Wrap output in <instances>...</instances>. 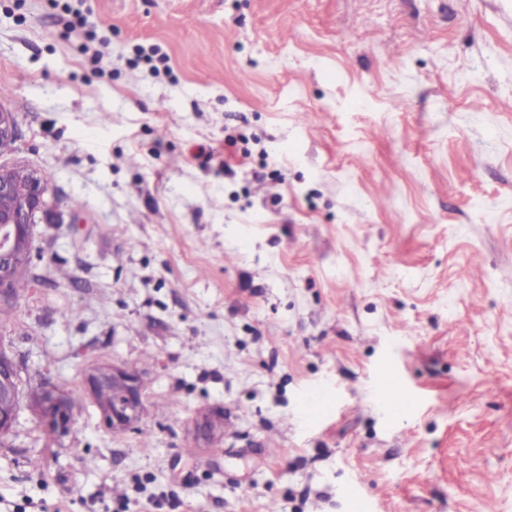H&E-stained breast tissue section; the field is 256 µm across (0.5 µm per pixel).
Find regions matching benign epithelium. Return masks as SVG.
<instances>
[{
    "label": "benign epithelium",
    "mask_w": 512,
    "mask_h": 512,
    "mask_svg": "<svg viewBox=\"0 0 512 512\" xmlns=\"http://www.w3.org/2000/svg\"><path fill=\"white\" fill-rule=\"evenodd\" d=\"M17 137L14 115L0 109V150L13 144ZM45 177L27 166L0 168V199L11 205L0 209V300L12 296V285L23 272L33 266L34 225L56 223L50 208ZM87 390L92 394L106 426L112 433L131 429L143 410V392L136 370L112 365H99L86 376ZM23 393L21 366L15 357L0 348V437L14 428ZM43 426L51 432L69 431L72 409L68 393L55 386L41 387V397L33 404Z\"/></svg>",
    "instance_id": "benign-epithelium-1"
}]
</instances>
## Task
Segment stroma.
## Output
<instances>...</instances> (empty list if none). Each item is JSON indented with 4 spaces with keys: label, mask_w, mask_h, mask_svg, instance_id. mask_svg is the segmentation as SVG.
Instances as JSON below:
<instances>
[{
    "label": "stroma",
    "mask_w": 512,
    "mask_h": 512,
    "mask_svg": "<svg viewBox=\"0 0 512 512\" xmlns=\"http://www.w3.org/2000/svg\"><path fill=\"white\" fill-rule=\"evenodd\" d=\"M0 108L61 218L0 347L79 394L0 512H512V0H0ZM86 386L112 433H124L133 427L144 405L141 380L136 370L114 364L99 365L87 374Z\"/></svg>",
    "instance_id": "obj_1"
}]
</instances>
